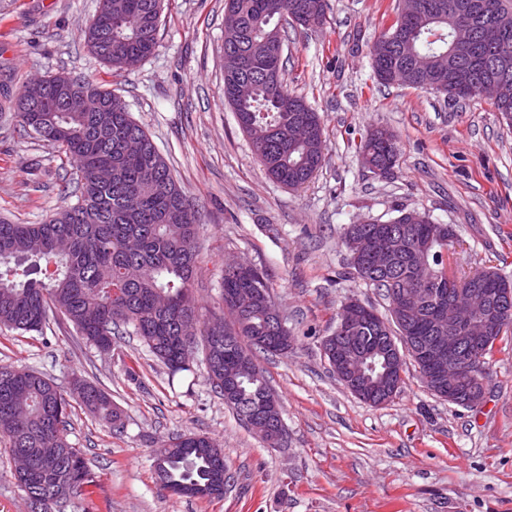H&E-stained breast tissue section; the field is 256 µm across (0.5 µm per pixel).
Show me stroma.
<instances>
[{"mask_svg":"<svg viewBox=\"0 0 512 512\" xmlns=\"http://www.w3.org/2000/svg\"><path fill=\"white\" fill-rule=\"evenodd\" d=\"M327 4L325 24L289 28L284 48V83L319 113L328 137L324 167L293 189L266 177L224 100V0H165L155 53L119 76L84 44L97 0H0V72L17 87L65 71L115 90L198 203L192 294L202 321L218 311L225 261L237 259L266 270L295 338L288 353L257 357L287 432L283 447L270 448L214 392L201 359L172 377L131 331L104 352L55 313L39 332L0 328V364L38 370L65 391L85 378L121 413L114 428L74 408L67 440L96 484L65 512H512V340L499 344L475 409L433 396L411 363L403 391L370 406L336 379L321 350L348 298L387 308L347 273L346 225L416 208L454 225L451 273L512 277V130L488 101L377 84L369 48L397 0ZM377 126L395 131L402 149L387 179L355 150ZM72 168L0 112L1 216L38 224L68 205L62 178ZM179 434L223 448V497L160 487L155 454Z\"/></svg>","mask_w":512,"mask_h":512,"instance_id":"1","label":"stroma"}]
</instances>
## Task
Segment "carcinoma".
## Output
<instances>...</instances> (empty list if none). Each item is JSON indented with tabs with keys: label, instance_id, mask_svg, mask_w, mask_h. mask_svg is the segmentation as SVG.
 Instances as JSON below:
<instances>
[{
	"label": "carcinoma",
	"instance_id": "cac0c4a2",
	"mask_svg": "<svg viewBox=\"0 0 512 512\" xmlns=\"http://www.w3.org/2000/svg\"><path fill=\"white\" fill-rule=\"evenodd\" d=\"M164 0H99L98 10L84 31L89 50L116 73L128 71L151 56L158 47ZM436 3L435 21L417 31L412 20L399 13L394 23L374 40L372 69L385 63L391 84L402 78L415 89L433 91L456 100L448 87V66L471 65L472 33L461 41L463 51L450 54L455 28L448 25V6L461 0H426ZM512 37V4L509 0H483ZM316 5V15L326 18L327 0H225L238 15V36L224 40V57L235 64L224 71V100L237 123L248 131L253 123L266 127L267 138L252 144L266 175L285 186L309 183L323 167L327 150L320 116L303 97L285 87L282 11L294 13ZM67 82L86 97L81 112L29 111L30 103L46 97L47 85ZM296 111L283 110V99ZM0 100L20 119L32 139L71 159L80 172L76 202L40 224H15L0 218V327L20 335L40 332L49 312L60 311L87 342L107 349L120 328L133 333L166 367L169 375L190 370L182 364L184 336L197 337L206 348L208 327L180 322L186 310L196 311L192 283L199 235V211L177 183L170 167L145 130L128 112L112 89L77 75L56 74L47 84L25 83L13 92L10 81L0 80ZM359 156L378 164L401 157L398 137L386 128L371 131L356 146ZM391 225L404 227L413 241H431L430 262L445 269L451 225L443 226L417 210H400ZM405 263L396 261L390 274L365 277L364 284L383 291L390 318L374 313L362 319L349 334L356 351L363 352L381 335L386 323L393 337L433 336L423 326L409 333L395 319L398 290L406 281ZM254 282L265 296L240 312L220 296L227 336L221 357L258 352L275 354L264 339L274 335L269 310L274 303L272 285L262 269L254 268ZM239 397L224 401L245 423L265 395L273 393L264 374L238 376ZM73 394L83 395L86 410L115 425L121 421L108 393L77 379ZM71 414L70 396L41 373L0 364V438L10 453L30 449L32 468L15 473L22 489L44 501L58 484L71 496L85 494L93 483L89 462L70 445L66 427ZM170 445L161 465V479L182 496L184 491L213 482L216 459L201 438L198 449Z\"/></svg>",
	"mask_w": 512,
	"mask_h": 512
}]
</instances>
